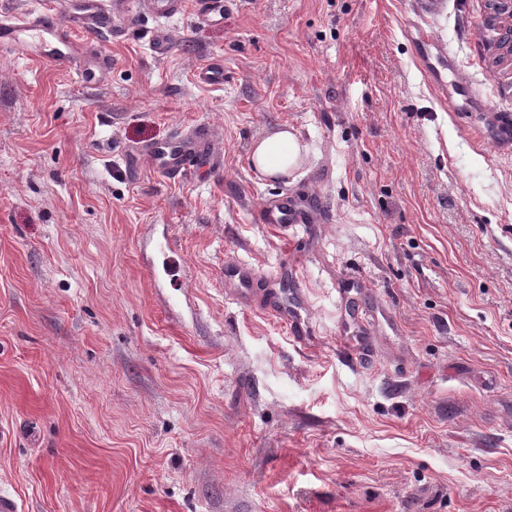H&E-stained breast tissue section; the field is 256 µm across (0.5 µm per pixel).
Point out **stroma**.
<instances>
[{
  "label": "stroma",
  "mask_w": 512,
  "mask_h": 512,
  "mask_svg": "<svg viewBox=\"0 0 512 512\" xmlns=\"http://www.w3.org/2000/svg\"><path fill=\"white\" fill-rule=\"evenodd\" d=\"M448 42L452 111L415 25ZM165 34V55L153 41ZM486 0H196L107 70L0 50V494L18 512H512V73ZM224 64L204 85L198 68ZM208 161L143 145L195 126ZM306 157L260 176L280 126ZM326 219L286 237L282 191ZM170 238L175 263L161 262ZM295 262L311 333L224 266ZM204 145L203 134L196 131L191 134L180 133L169 140L151 143L143 148V152L151 160L158 175L175 179L188 170L191 158ZM257 271L247 264H231L224 267V283L233 288L241 300H249L257 279Z\"/></svg>",
  "instance_id": "1"
}]
</instances>
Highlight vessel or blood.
<instances>
[{
    "label": "vessel or blood",
    "mask_w": 512,
    "mask_h": 512,
    "mask_svg": "<svg viewBox=\"0 0 512 512\" xmlns=\"http://www.w3.org/2000/svg\"><path fill=\"white\" fill-rule=\"evenodd\" d=\"M129 18V0H78L76 8L64 20L48 10L24 16L1 13L0 49L26 48V35H37L40 41L39 56L67 67H78L82 80L90 83L94 81L95 74L84 59L82 45L73 39V32L109 26L118 33ZM204 144L203 134L196 131L151 143L145 147L144 153L158 175L174 179L188 170L192 157ZM256 220L287 232L301 224L320 222L321 215L314 206L285 193L263 202L256 210ZM256 279V270L247 264H231L224 269L225 285L233 288L242 300L251 298ZM269 305L287 321L295 339L307 335L308 320L303 315L304 304H288L281 293L273 291L269 294Z\"/></svg>",
    "instance_id": "b4317fda"
}]
</instances>
